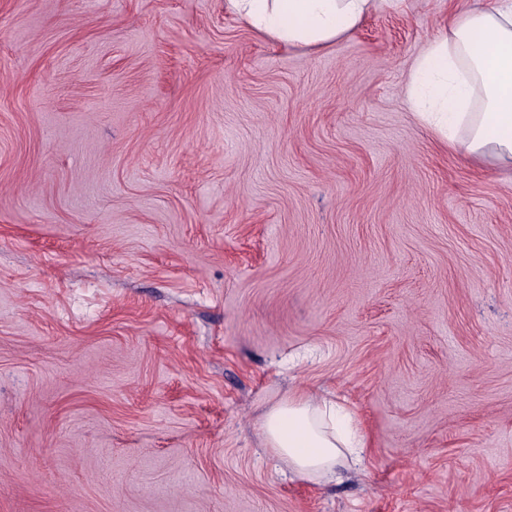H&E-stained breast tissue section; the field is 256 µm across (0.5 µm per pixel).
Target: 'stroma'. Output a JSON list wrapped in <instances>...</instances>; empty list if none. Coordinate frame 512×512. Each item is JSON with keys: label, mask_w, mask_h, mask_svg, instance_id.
Returning a JSON list of instances; mask_svg holds the SVG:
<instances>
[{"label": "stroma", "mask_w": 512, "mask_h": 512, "mask_svg": "<svg viewBox=\"0 0 512 512\" xmlns=\"http://www.w3.org/2000/svg\"><path fill=\"white\" fill-rule=\"evenodd\" d=\"M459 6L0 0V512H512V169L404 94ZM300 386L341 481L263 446ZM400 0H225L254 31L291 46L323 49L356 30L368 14ZM265 448L308 482L339 481L358 465L365 435L351 413L316 391L297 389L260 417Z\"/></svg>", "instance_id": "35a3bbf8"}]
</instances>
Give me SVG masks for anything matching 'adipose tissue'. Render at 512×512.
I'll use <instances>...</instances> for the list:
<instances>
[{"instance_id":"adipose-tissue-1","label":"adipose tissue","mask_w":512,"mask_h":512,"mask_svg":"<svg viewBox=\"0 0 512 512\" xmlns=\"http://www.w3.org/2000/svg\"><path fill=\"white\" fill-rule=\"evenodd\" d=\"M399 0H224L226 10L273 41L323 49L368 14ZM405 97L450 149L512 168V0H477L455 14L410 67ZM269 452L309 482L340 480L358 465L365 435L351 413L298 389L265 410Z\"/></svg>"}]
</instances>
